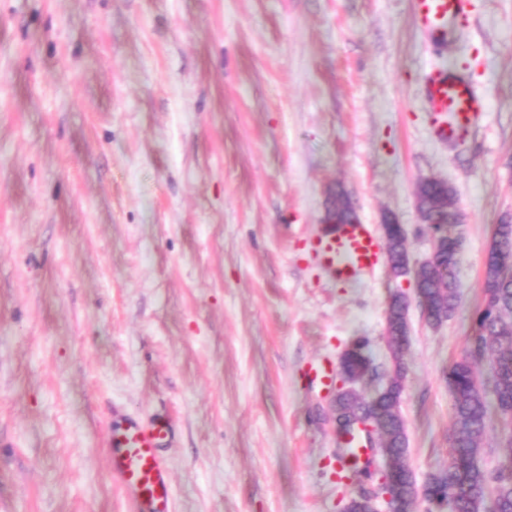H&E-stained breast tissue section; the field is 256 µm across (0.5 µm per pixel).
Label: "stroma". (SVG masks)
Returning a JSON list of instances; mask_svg holds the SVG:
<instances>
[{"label": "stroma", "instance_id": "35a3bbf8", "mask_svg": "<svg viewBox=\"0 0 512 512\" xmlns=\"http://www.w3.org/2000/svg\"><path fill=\"white\" fill-rule=\"evenodd\" d=\"M432 44L412 0H0V512H129L111 415L172 420L173 512H343L331 392L307 364L410 295L398 413L417 483L447 464L444 373L512 217V0H469ZM486 98L429 132L427 72ZM456 194L459 304L414 277L341 282L314 256L330 193L431 255L420 181Z\"/></svg>", "mask_w": 512, "mask_h": 512}]
</instances>
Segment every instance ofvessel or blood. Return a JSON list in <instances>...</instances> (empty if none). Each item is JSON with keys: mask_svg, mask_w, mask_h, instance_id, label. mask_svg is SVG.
I'll use <instances>...</instances> for the list:
<instances>
[{"mask_svg": "<svg viewBox=\"0 0 512 512\" xmlns=\"http://www.w3.org/2000/svg\"><path fill=\"white\" fill-rule=\"evenodd\" d=\"M414 19L432 42L445 40L449 24L465 20L468 0H413ZM427 110L432 134L458 140L483 117L487 102L465 78L442 70L425 76ZM312 249L337 280L347 282L376 272L384 250L373 225L358 221L341 224L319 236ZM168 419L149 422L120 416L107 425L110 480L140 512H172V478L163 450L172 440Z\"/></svg>", "mask_w": 512, "mask_h": 512, "instance_id": "obj_1", "label": "vessel or blood"}]
</instances>
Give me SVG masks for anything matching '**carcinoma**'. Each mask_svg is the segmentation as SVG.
<instances>
[{
    "mask_svg": "<svg viewBox=\"0 0 512 512\" xmlns=\"http://www.w3.org/2000/svg\"><path fill=\"white\" fill-rule=\"evenodd\" d=\"M424 223L439 237L432 261L415 273L419 304L432 325L453 315L458 306V285L454 270L461 252V240L452 228L460 216L454 192L446 183L424 180L417 190ZM388 262L392 274H409L406 236L400 224H384ZM483 305L472 325L471 344L465 357L448 367L446 380L453 400V429L448 464L430 473L418 485L408 468L405 425L397 412L403 391L404 366L401 352L408 343L406 304L393 294L386 309L388 338L393 347V364L388 381L373 396L340 395L334 410L339 419L373 417L384 436L388 459L386 491L399 498L400 512H410L423 497L433 512H512V437L500 442V462L488 469L480 463V444L487 422L496 416L512 422V220L495 225L485 264ZM487 371H482L483 362ZM350 376L376 374L374 360L363 338L354 340L344 359Z\"/></svg>",
    "mask_w": 512,
    "mask_h": 512,
    "instance_id": "carcinoma-1",
    "label": "carcinoma"
}]
</instances>
